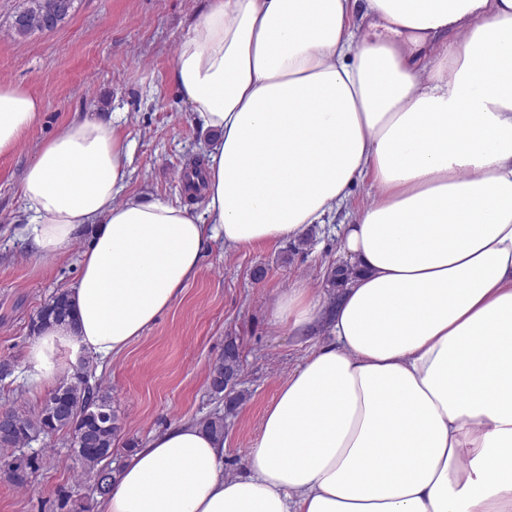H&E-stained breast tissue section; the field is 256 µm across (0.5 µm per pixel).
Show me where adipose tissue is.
<instances>
[{"label":"adipose tissue","instance_id":"obj_1","mask_svg":"<svg viewBox=\"0 0 512 512\" xmlns=\"http://www.w3.org/2000/svg\"><path fill=\"white\" fill-rule=\"evenodd\" d=\"M171 79L213 138L206 215L125 194L128 135L94 115L39 146L21 184L46 257L93 238L75 322L30 346L41 395L142 336L208 237L286 241L369 182L342 226L335 299L294 282L277 328L328 324L266 407L247 472L181 422L117 474L104 512H512V0H211ZM42 100L0 83V154Z\"/></svg>","mask_w":512,"mask_h":512}]
</instances>
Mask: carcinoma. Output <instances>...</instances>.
<instances>
[{"instance_id": "obj_1", "label": "carcinoma", "mask_w": 512, "mask_h": 512, "mask_svg": "<svg viewBox=\"0 0 512 512\" xmlns=\"http://www.w3.org/2000/svg\"><path fill=\"white\" fill-rule=\"evenodd\" d=\"M26 5L29 7V25L16 29L17 34L22 37L38 30L41 19L51 9L53 0H26ZM72 321L69 293L62 290L41 307L31 322V329L39 332ZM89 368L90 362H83L69 380L49 393L38 412L26 414L11 410L16 424L12 432L0 433V448H18L33 437L65 432L73 437L72 456L77 458L84 473L94 476L95 490L105 496L112 486L109 460L115 451L119 425L108 391L98 383H90ZM239 370L237 346L230 341L209 373L210 387L214 394L225 395V409L229 413L235 410L242 399L241 394L228 389L229 383L236 379Z\"/></svg>"}]
</instances>
